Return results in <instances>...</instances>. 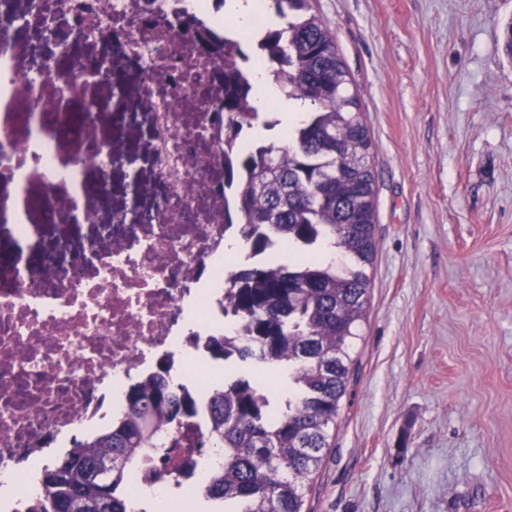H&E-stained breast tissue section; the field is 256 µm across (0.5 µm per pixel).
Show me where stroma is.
Here are the masks:
<instances>
[{
    "label": "stroma",
    "instance_id": "35a3bbf8",
    "mask_svg": "<svg viewBox=\"0 0 512 512\" xmlns=\"http://www.w3.org/2000/svg\"><path fill=\"white\" fill-rule=\"evenodd\" d=\"M334 32L372 141L376 257L348 393L306 512H512V0H313ZM130 90L110 127L147 165L151 123ZM85 175L97 221L122 170Z\"/></svg>",
    "mask_w": 512,
    "mask_h": 512
}]
</instances>
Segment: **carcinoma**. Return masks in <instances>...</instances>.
<instances>
[{
  "label": "carcinoma",
  "instance_id": "cac0c4a2",
  "mask_svg": "<svg viewBox=\"0 0 512 512\" xmlns=\"http://www.w3.org/2000/svg\"><path fill=\"white\" fill-rule=\"evenodd\" d=\"M283 21L256 42L248 35L216 39L191 18L180 31L224 61V203L250 263L227 284L233 338L210 336L209 358L282 369L288 396L277 404L260 382L235 372L209 398L212 447L223 450L200 491L224 512H304L307 482L329 448L347 392L351 350L360 338L376 255L371 139L328 23L312 0H265ZM265 66L289 97L310 104L288 129V143L260 142L234 152L253 108L252 66ZM263 184L267 192L255 194ZM330 242L345 255L325 262L309 250ZM294 256L278 262L281 248ZM199 398L177 388L166 362L125 392L124 412L100 434L76 442L42 471L41 502L29 512H146L132 507L128 484L141 464L164 452L161 436L195 418ZM112 455L107 477L97 464Z\"/></svg>",
  "mask_w": 512,
  "mask_h": 512
}]
</instances>
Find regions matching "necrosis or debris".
Returning <instances> with one entry per match:
<instances>
[{
	"mask_svg": "<svg viewBox=\"0 0 512 512\" xmlns=\"http://www.w3.org/2000/svg\"><path fill=\"white\" fill-rule=\"evenodd\" d=\"M27 0L16 10L0 0V100L26 92L31 105L0 128V183L38 171L41 221H92L65 177L89 166L108 175L128 164L111 139L91 134L103 116L123 109L112 79L103 97H71L97 85L112 60L92 54L104 43L140 65V106L152 118L153 168L161 194L154 206L113 215L97 240L66 254L29 257L31 227L15 226L11 253L0 255V477L20 479L45 465L57 442L116 413L108 388L131 385L159 360L193 370L187 386L205 392L215 367L205 343L220 314L204 275L224 277V85L212 61L179 32L177 18L195 14L192 0H154L157 25L144 26V0ZM38 62L29 71L19 53ZM77 154L61 162V143ZM166 456L134 473L132 492L172 491L170 470L199 464L208 448L197 425L166 433Z\"/></svg>",
	"mask_w": 512,
	"mask_h": 512,
	"instance_id": "4bbe7bcc",
	"label": "necrosis or debris"
}]
</instances>
